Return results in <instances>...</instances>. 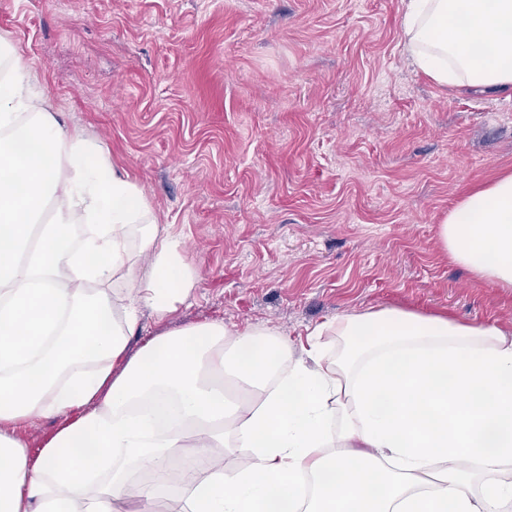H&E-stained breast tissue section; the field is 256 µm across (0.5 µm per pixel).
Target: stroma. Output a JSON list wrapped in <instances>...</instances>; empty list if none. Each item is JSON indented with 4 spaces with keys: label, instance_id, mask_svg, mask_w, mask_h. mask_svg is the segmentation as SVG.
<instances>
[{
    "label": "stroma",
    "instance_id": "1",
    "mask_svg": "<svg viewBox=\"0 0 512 512\" xmlns=\"http://www.w3.org/2000/svg\"><path fill=\"white\" fill-rule=\"evenodd\" d=\"M401 0H0V39L58 120L109 148L198 274L215 319L307 326L379 307L497 320L512 293L437 243L512 171V92L442 89L401 45Z\"/></svg>",
    "mask_w": 512,
    "mask_h": 512
}]
</instances>
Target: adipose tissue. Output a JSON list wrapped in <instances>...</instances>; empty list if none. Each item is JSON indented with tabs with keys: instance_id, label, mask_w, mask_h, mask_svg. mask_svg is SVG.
<instances>
[{
	"instance_id": "obj_1",
	"label": "adipose tissue",
	"mask_w": 512,
	"mask_h": 512,
	"mask_svg": "<svg viewBox=\"0 0 512 512\" xmlns=\"http://www.w3.org/2000/svg\"><path fill=\"white\" fill-rule=\"evenodd\" d=\"M402 2L403 50L434 83L512 88V0ZM0 60V512H512V332L494 322L379 308L294 340L213 320L127 355L195 271L108 148L59 122L17 53ZM438 242L512 291V172ZM36 415L69 423L33 461Z\"/></svg>"
}]
</instances>
